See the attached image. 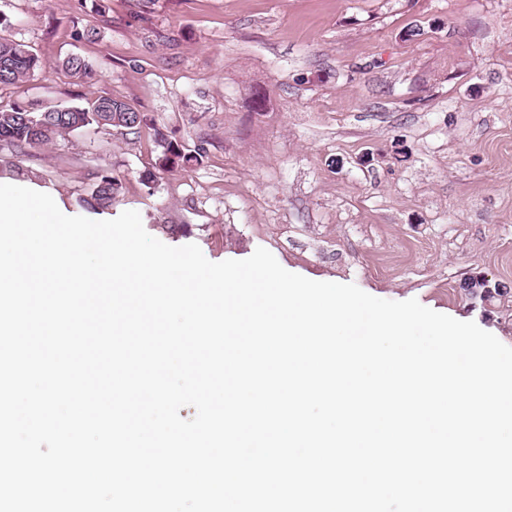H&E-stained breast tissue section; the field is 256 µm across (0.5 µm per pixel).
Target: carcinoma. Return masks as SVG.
Wrapping results in <instances>:
<instances>
[{"mask_svg":"<svg viewBox=\"0 0 512 512\" xmlns=\"http://www.w3.org/2000/svg\"><path fill=\"white\" fill-rule=\"evenodd\" d=\"M9 24L0 18V84L23 81L40 69V60L32 48L5 35ZM109 119L107 125L135 132L142 117L132 104L112 98L99 97L84 106H54L34 112L24 106L0 109V144L17 148H35L63 138L91 125H100L99 118ZM167 151L178 157L177 165L185 169L199 162L200 152H185L178 145L167 143ZM116 183L109 175L101 179L84 203L107 209L116 199Z\"/></svg>","mask_w":512,"mask_h":512,"instance_id":"1","label":"carcinoma"}]
</instances>
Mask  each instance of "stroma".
Instances as JSON below:
<instances>
[{"label":"stroma","instance_id":"1","mask_svg":"<svg viewBox=\"0 0 512 512\" xmlns=\"http://www.w3.org/2000/svg\"><path fill=\"white\" fill-rule=\"evenodd\" d=\"M0 17L42 63L0 107L113 97L144 117L2 145L1 180L69 216L137 211L213 262L263 247L512 347V0H0ZM170 141L201 163L162 170ZM104 174L117 200L94 209Z\"/></svg>","mask_w":512,"mask_h":512}]
</instances>
